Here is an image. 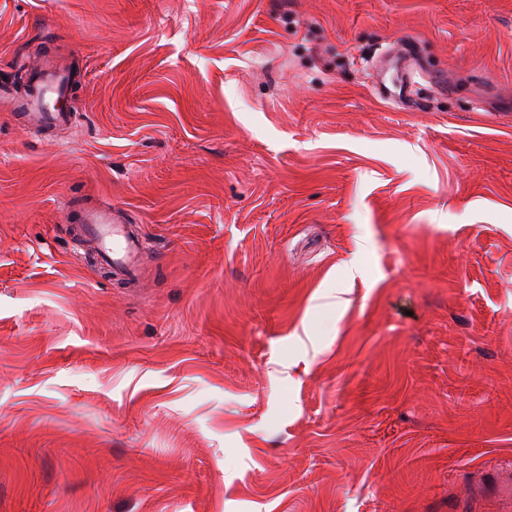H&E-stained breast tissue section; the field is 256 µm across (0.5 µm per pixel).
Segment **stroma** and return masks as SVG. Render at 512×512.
Instances as JSON below:
<instances>
[{
  "label": "stroma",
  "mask_w": 512,
  "mask_h": 512,
  "mask_svg": "<svg viewBox=\"0 0 512 512\" xmlns=\"http://www.w3.org/2000/svg\"><path fill=\"white\" fill-rule=\"evenodd\" d=\"M416 42L423 107L370 62ZM0 512H502L512 0H0ZM106 201L134 288L73 249ZM63 80L64 76L61 72L46 71L44 67H35L33 108L25 118L29 128L40 129L66 120L67 113L56 108L64 88Z\"/></svg>",
  "instance_id": "stroma-1"
}]
</instances>
